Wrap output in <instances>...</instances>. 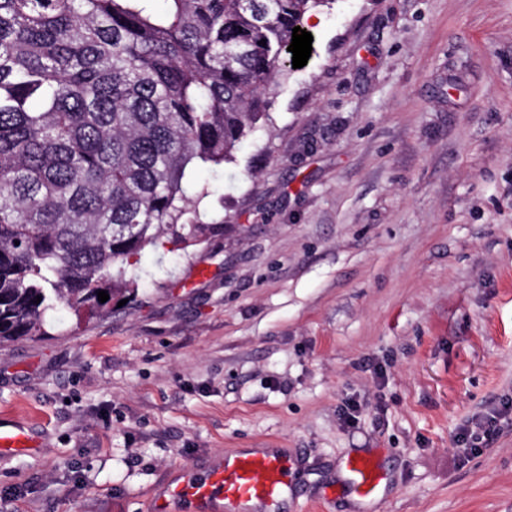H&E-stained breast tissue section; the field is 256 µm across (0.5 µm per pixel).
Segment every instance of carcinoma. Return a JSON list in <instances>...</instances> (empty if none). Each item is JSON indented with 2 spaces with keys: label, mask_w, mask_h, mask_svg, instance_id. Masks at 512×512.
<instances>
[{
  "label": "carcinoma",
  "mask_w": 512,
  "mask_h": 512,
  "mask_svg": "<svg viewBox=\"0 0 512 512\" xmlns=\"http://www.w3.org/2000/svg\"><path fill=\"white\" fill-rule=\"evenodd\" d=\"M155 2L0 0V346L223 230L185 184L269 118L293 28L331 0Z\"/></svg>",
  "instance_id": "cac0c4a2"
}]
</instances>
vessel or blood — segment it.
I'll list each match as a JSON object with an SVG mask.
<instances>
[{
	"instance_id": "b4317fda",
	"label": "vessel or blood",
	"mask_w": 512,
	"mask_h": 512,
	"mask_svg": "<svg viewBox=\"0 0 512 512\" xmlns=\"http://www.w3.org/2000/svg\"><path fill=\"white\" fill-rule=\"evenodd\" d=\"M19 427L0 424V454L34 448ZM348 471L362 496L375 493L382 473L377 462L350 459ZM286 454L277 451H236L217 457L208 467H183L162 495L152 498L150 512H286L290 492Z\"/></svg>"
}]
</instances>
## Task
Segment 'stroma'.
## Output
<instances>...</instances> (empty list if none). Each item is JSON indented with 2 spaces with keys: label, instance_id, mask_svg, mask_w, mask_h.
I'll return each mask as SVG.
<instances>
[{
  "label": "stroma",
  "instance_id": "obj_1",
  "mask_svg": "<svg viewBox=\"0 0 512 512\" xmlns=\"http://www.w3.org/2000/svg\"><path fill=\"white\" fill-rule=\"evenodd\" d=\"M312 16L269 121L190 179L223 234L0 348V422L36 442L0 456V512H147L243 448L287 449L288 512H512V0ZM348 471L363 497L375 493L382 480V473L377 462L371 458L356 457L347 463Z\"/></svg>",
  "mask_w": 512,
  "mask_h": 512
}]
</instances>
